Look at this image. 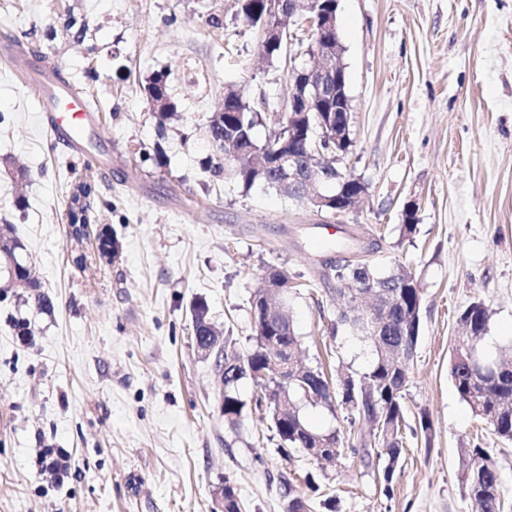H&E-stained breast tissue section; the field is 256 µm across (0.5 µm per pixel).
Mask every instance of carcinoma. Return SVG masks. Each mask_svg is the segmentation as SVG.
I'll return each instance as SVG.
<instances>
[{
  "label": "carcinoma",
  "instance_id": "1",
  "mask_svg": "<svg viewBox=\"0 0 512 512\" xmlns=\"http://www.w3.org/2000/svg\"><path fill=\"white\" fill-rule=\"evenodd\" d=\"M158 116V136L166 134V121L176 111L173 103L159 105L162 94L168 91L162 75L153 77L145 87ZM234 102L237 112H216L208 115L206 126L211 129L213 153L205 162V171L213 182H222L224 177V152L236 149L239 152V173L231 181L248 191L254 185L249 169L253 158L252 146L257 144L254 134L255 105L242 100ZM23 244L14 234V226L8 222L0 225V293L6 295L14 288H24L29 299L41 311L53 308L49 294L41 291V283L35 277L32 265L21 258ZM322 280L336 285V296L343 297L345 286L360 284L369 290L373 287H389L396 290L397 302L388 314V327L381 341L395 348L393 352L376 354L375 360L365 372L346 368L331 379L319 366L303 364L298 359L301 346L292 320L283 315L272 319L266 328L270 332L267 340L278 346V357L288 360V384L274 380L263 390L257 403L269 409L276 434L290 448L302 451L316 459L330 461L344 455L345 450L359 457L369 466L373 459H385L390 472L383 473L384 492L392 489L395 470L403 450L402 424L404 417V393L410 379V365L404 364L397 350H406L417 345L420 333V315L423 289L415 275L406 267L399 266L387 274H380L369 261H350L340 258L321 274ZM193 330L200 336H220L222 331L212 322L210 308L202 298H196L190 307ZM458 322L462 334L454 343V361L450 363V377L474 416L492 424L494 431L506 440H512V355L483 356V366L477 368L469 363V352L485 337L488 324V307L478 300L470 303L460 313ZM332 332L349 328L363 333V325L356 316L341 312L331 320ZM251 350L242 352L229 338H224L214 348L211 356L217 372L228 364L237 362L244 369L259 371L267 368L268 350L261 346V336H253ZM244 376L234 380L224 378L222 396L224 402L220 412L225 423L232 429L241 426L245 402L241 400L238 387ZM313 406H336L348 412L347 432H318L308 425L300 415L297 404ZM385 417L395 426V436L385 441L376 428V418ZM462 468L460 482L468 498L478 503V512H502L501 476L489 453L479 447L460 449ZM288 497L287 512H311L310 501L296 494V487L283 481ZM224 512H241L235 487L224 482Z\"/></svg>",
  "mask_w": 512,
  "mask_h": 512
}]
</instances>
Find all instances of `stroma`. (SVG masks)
<instances>
[{
	"instance_id": "stroma-1",
	"label": "stroma",
	"mask_w": 512,
	"mask_h": 512,
	"mask_svg": "<svg viewBox=\"0 0 512 512\" xmlns=\"http://www.w3.org/2000/svg\"><path fill=\"white\" fill-rule=\"evenodd\" d=\"M238 0H0V45L59 69L94 96L110 169L91 168L113 210L98 228L119 258L76 238L65 215L72 158L52 142L35 93L0 55V218L13 224L55 307L25 293L0 301V512H215L233 484L241 512H286L284 479L312 476L314 512H474L459 481L460 451L486 448L512 512V441L474 417L449 375L458 315L492 310L483 342L512 346V0H338L353 146L339 167L365 183L334 229L378 243L376 266H406L423 288L420 336L403 399L405 451L384 492L377 467L345 456L322 465L283 447L251 381L243 422L219 409L220 379L193 342L191 302L240 349L268 267L287 270L285 301L308 363L366 371L371 347L330 333L336 295L320 280L324 223L275 189L214 184L203 118L226 89L267 101L265 140L309 55L264 58ZM86 17L84 37L64 27ZM221 29L208 26L210 15ZM165 74L179 118L166 137L145 86ZM27 166L16 210L10 163ZM416 233L401 237L406 202ZM29 318L33 340L13 321ZM431 431H422L421 413ZM64 449V481L42 475L41 453Z\"/></svg>"
}]
</instances>
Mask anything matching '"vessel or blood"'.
Wrapping results in <instances>:
<instances>
[{
    "mask_svg": "<svg viewBox=\"0 0 512 512\" xmlns=\"http://www.w3.org/2000/svg\"><path fill=\"white\" fill-rule=\"evenodd\" d=\"M13 64L17 78L37 90V109L55 140L66 143L73 153L87 157V147L95 134L91 109L72 86L60 83L54 71L37 69L11 48L0 51Z\"/></svg>",
    "mask_w": 512,
    "mask_h": 512,
    "instance_id": "obj_1",
    "label": "vessel or blood"
}]
</instances>
